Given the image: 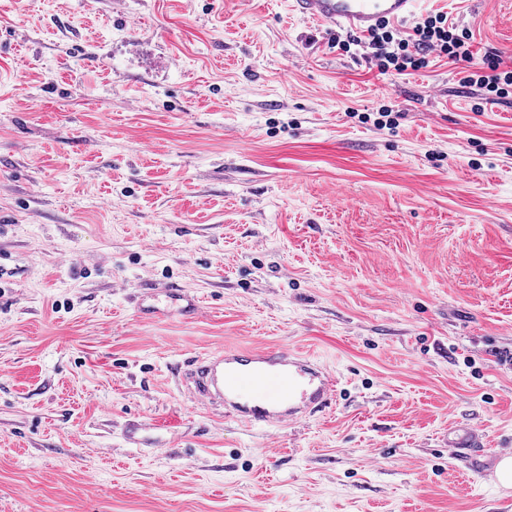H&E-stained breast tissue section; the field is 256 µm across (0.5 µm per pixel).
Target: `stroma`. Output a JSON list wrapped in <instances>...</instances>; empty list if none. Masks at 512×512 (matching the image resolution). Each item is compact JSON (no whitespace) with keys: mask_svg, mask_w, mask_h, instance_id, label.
I'll return each instance as SVG.
<instances>
[{"mask_svg":"<svg viewBox=\"0 0 512 512\" xmlns=\"http://www.w3.org/2000/svg\"><path fill=\"white\" fill-rule=\"evenodd\" d=\"M428 8L512 68V0ZM334 35L291 0H0V512H512L446 443L512 453V93ZM144 283L203 314L136 319ZM279 345L337 392L272 434L177 374ZM448 436V448H452V453L458 454L462 448H481L475 451L476 455H483L487 453L489 455H495V448H487V444L484 440L480 439L473 432H464L462 434H453Z\"/></svg>","mask_w":512,"mask_h":512,"instance_id":"1","label":"stroma"}]
</instances>
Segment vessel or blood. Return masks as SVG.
Returning <instances> with one entry per match:
<instances>
[{"label":"vessel or blood","mask_w":512,"mask_h":512,"mask_svg":"<svg viewBox=\"0 0 512 512\" xmlns=\"http://www.w3.org/2000/svg\"><path fill=\"white\" fill-rule=\"evenodd\" d=\"M427 2L293 0V8L307 19L364 37L380 23L404 24L415 19ZM135 310L143 320H155L171 311L193 319L201 314L202 305L182 289L171 288L159 296L145 285ZM182 376L192 400L222 408L246 425L267 432L325 411L336 398L334 374L284 346L214 352L187 364Z\"/></svg>","instance_id":"b4317fda"}]
</instances>
